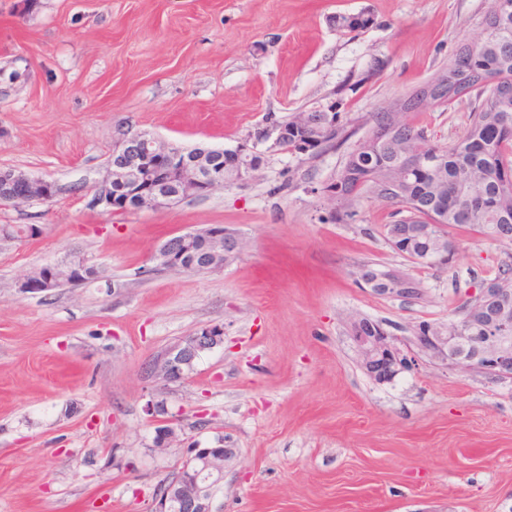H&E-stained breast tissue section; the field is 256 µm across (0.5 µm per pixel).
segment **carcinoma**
Masks as SVG:
<instances>
[{
    "label": "carcinoma",
    "mask_w": 512,
    "mask_h": 512,
    "mask_svg": "<svg viewBox=\"0 0 512 512\" xmlns=\"http://www.w3.org/2000/svg\"><path fill=\"white\" fill-rule=\"evenodd\" d=\"M488 13L499 17L487 23L480 41L484 54L468 64L484 83L474 85L471 120L450 145L430 140L423 126H412L398 112H377L374 125L356 142L345 162L322 192H336V220L356 215V205L365 198L387 203L392 221L385 239L400 255L432 258V266H446L455 253V243L438 251L436 241L448 235V227H468L498 242L512 235V97L495 99L498 87L512 77V0H491ZM288 125L283 149L301 153L316 141L319 132ZM332 131L321 150L335 145L344 128L340 114L326 119ZM180 156L200 160L203 167L222 166L228 172L234 159L218 149L204 154L198 149H180ZM399 228L402 235L392 237Z\"/></svg>",
    "instance_id": "cac0c4a2"
}]
</instances>
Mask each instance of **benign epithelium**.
Masks as SVG:
<instances>
[{
	"instance_id": "7a95c632",
	"label": "benign epithelium",
	"mask_w": 512,
	"mask_h": 512,
	"mask_svg": "<svg viewBox=\"0 0 512 512\" xmlns=\"http://www.w3.org/2000/svg\"><path fill=\"white\" fill-rule=\"evenodd\" d=\"M448 90L430 82L398 103V110L431 107L444 103ZM252 145L230 151L235 157L232 175L224 170L206 172L195 161L170 162L171 147L146 131L121 134L108 160L106 176L84 195L86 208L110 214L143 208L162 209L188 196H204L230 181H241L257 168L253 157L259 146L272 150L288 139V128L268 122L251 136ZM59 193L53 181L0 170V204L22 206L33 202L47 204ZM243 249L236 232L222 225L175 235L160 246V266L184 269L183 260L191 255L201 259V269L210 271L235 259ZM76 277L99 278L97 268L84 260L61 269L45 266L28 273L19 287L30 293H48ZM379 295L420 298L419 288H376L369 278H360ZM484 281L478 292L465 300L448 320L444 335L429 323L413 329V340L431 360L459 373L480 372L498 380H512V288H490ZM352 339L365 372L378 382L393 380L415 367L416 355L404 348L405 339L384 327L358 318L351 323ZM223 339V330L214 326L201 330L163 352L150 366L148 376L164 382H177L190 370L199 353ZM229 448H193L189 457L175 468L174 475L160 485L153 496L151 512H212L214 486L222 479Z\"/></svg>"
}]
</instances>
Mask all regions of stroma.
<instances>
[{"label":"stroma","mask_w":512,"mask_h":512,"mask_svg":"<svg viewBox=\"0 0 512 512\" xmlns=\"http://www.w3.org/2000/svg\"><path fill=\"white\" fill-rule=\"evenodd\" d=\"M489 0H0V169L56 182L53 206L0 207V512H150L194 444L231 456L214 512H512V382L419 356L393 382L361 368L359 314L446 330L512 244L453 227L444 268L384 238L390 208L335 218L322 188L374 124L481 35ZM369 14L364 30L339 14ZM471 98L404 113L447 145ZM336 112L349 138L266 152L238 184L164 209L103 214L83 196L122 129L233 149L269 119ZM221 224L244 242L223 269L156 271L175 234ZM85 259L100 277L49 294L29 272ZM413 277L422 298L373 293L360 264ZM223 340L176 383L146 379L204 328ZM154 403L172 419L155 445Z\"/></svg>","instance_id":"obj_1"}]
</instances>
